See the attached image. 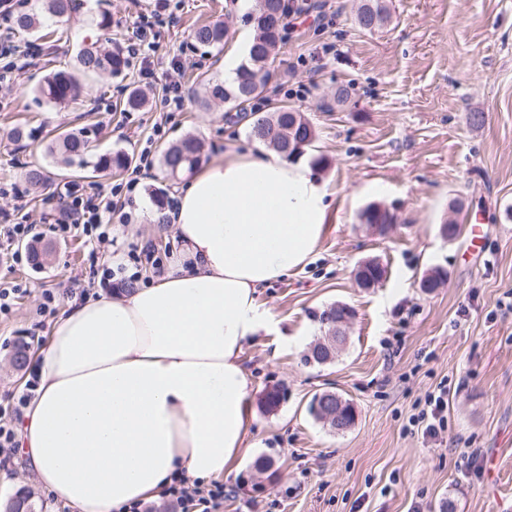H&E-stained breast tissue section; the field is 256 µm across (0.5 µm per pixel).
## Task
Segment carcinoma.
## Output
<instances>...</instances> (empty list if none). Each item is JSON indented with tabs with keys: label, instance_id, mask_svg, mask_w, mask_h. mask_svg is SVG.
Here are the masks:
<instances>
[{
	"label": "carcinoma",
	"instance_id": "obj_1",
	"mask_svg": "<svg viewBox=\"0 0 512 512\" xmlns=\"http://www.w3.org/2000/svg\"><path fill=\"white\" fill-rule=\"evenodd\" d=\"M83 0H45V11L51 16L62 19L77 12ZM284 10L280 0H259L257 9L250 14L249 20L255 32L254 42L248 59L237 71L235 84L226 86L205 76L198 77L201 88V103L205 106L219 100L238 112L247 111V107L260 97L266 85L265 75L272 59V52L281 43L283 36ZM376 20V26L383 25L388 19L387 7L383 0H362L355 16L356 24L362 18ZM15 24L19 31L35 33L44 27L40 15L36 12H24L16 17ZM227 30L221 21L208 22L197 26L192 32L195 43L203 48H219L224 44ZM77 72L55 70L49 72L39 85L38 94L47 101L62 105L74 104L79 97L92 91L91 81L98 75L109 73L119 76L128 67V61L119 53L102 52L95 47L81 50L77 56ZM250 135L273 147L288 159H296L306 153L312 146L316 133L310 121L303 113L287 104H277L263 115L253 117ZM51 155H58L63 163L80 168L88 166L87 157L95 151V145L86 128L81 131L63 132L46 146ZM132 157L126 151L106 153L96 157L93 169L120 172L130 163ZM201 161V143L188 136L171 147L163 157L167 171L175 176L185 170H191ZM364 224H390L395 217L388 210H381L370 205L360 215ZM359 275L365 287L379 283L385 275V269L379 265L366 262L359 267ZM352 315L349 307L336 304L315 315L321 333L326 334L336 320Z\"/></svg>",
	"mask_w": 512,
	"mask_h": 512
}]
</instances>
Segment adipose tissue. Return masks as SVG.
<instances>
[{
	"label": "adipose tissue",
	"instance_id": "ef3b65f1",
	"mask_svg": "<svg viewBox=\"0 0 512 512\" xmlns=\"http://www.w3.org/2000/svg\"><path fill=\"white\" fill-rule=\"evenodd\" d=\"M327 196L309 165L228 150L180 195V250L156 282L68 303L20 425L22 461L47 493L72 512H118L246 457L241 354L271 319L258 291L315 253Z\"/></svg>",
	"mask_w": 512,
	"mask_h": 512
}]
</instances>
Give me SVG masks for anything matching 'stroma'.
Here are the masks:
<instances>
[{
    "instance_id": "stroma-1",
    "label": "stroma",
    "mask_w": 512,
    "mask_h": 512,
    "mask_svg": "<svg viewBox=\"0 0 512 512\" xmlns=\"http://www.w3.org/2000/svg\"><path fill=\"white\" fill-rule=\"evenodd\" d=\"M156 0H85L70 20L54 23L52 37L14 80V93L0 100V212L39 218L37 232L57 252L43 269L0 260V283L24 293L0 314V403L19 394L30 366L15 368V347L37 350L54 319L41 315L44 291L60 300L92 283L88 249L81 238L60 241L47 215L59 208L68 170L44 153L65 129L90 128L97 153L150 148L154 166L129 194L130 223L113 221L112 244L99 264H113L129 245L148 247L163 263L178 249L173 225L155 224L153 188L177 198L191 178L167 175L164 153L186 136L204 145L202 162L223 159L230 146L253 147L243 113L203 110L192 77L222 80L224 52H203L191 37L201 23L221 21L228 40L248 24L238 0H168L175 24L160 29L151 53L153 74L137 65L123 76L95 78L93 94L61 108L34 87L53 69H73L78 51L111 44L123 51L137 27L154 22ZM358 0H306L290 18L285 43L271 65L265 102L289 100L317 130L307 160L323 158L329 181L328 224L310 262L261 289L259 300L274 324L243 348L250 373L252 420L248 456L224 475L223 512H512V312L498 302L512 292V0H386L388 21L374 32L355 22ZM112 18L111 31L99 26ZM336 46L324 55L325 44ZM181 73L184 105L166 111L163 86L173 60ZM351 91L336 105L337 87ZM135 88L149 100L126 111ZM482 113L471 125L468 113ZM31 131L18 141L16 126ZM50 172L52 187L32 191L27 167ZM371 204L388 209V234L360 220ZM484 225L482 249L467 253L471 216ZM455 220L459 235L440 231ZM378 261L385 280L363 288L355 280L361 262ZM443 269L444 284L426 290L431 269ZM341 303L354 318L348 340L323 366L303 357L319 334L315 313ZM448 379V428L438 439L409 433L417 402ZM332 388L350 400L355 422L336 433L309 412L315 393ZM283 398L267 409V391ZM32 489L43 512L52 504L20 456L0 468V498Z\"/></svg>"
}]
</instances>
